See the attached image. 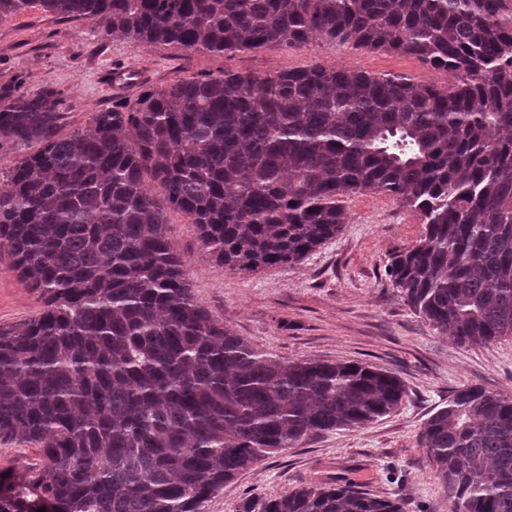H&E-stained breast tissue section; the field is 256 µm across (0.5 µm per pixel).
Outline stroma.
Masks as SVG:
<instances>
[{"instance_id":"1","label":"stroma","mask_w":512,"mask_h":512,"mask_svg":"<svg viewBox=\"0 0 512 512\" xmlns=\"http://www.w3.org/2000/svg\"><path fill=\"white\" fill-rule=\"evenodd\" d=\"M316 64L438 85L448 80L445 72L408 56L323 44L215 55L118 41L85 20L59 18L38 5L0 20V90L62 92L65 135L88 128L93 112L111 106L114 93L104 74L116 65L136 73L122 92L132 100L147 87L181 77L226 71L263 76ZM344 206L346 222L335 238L298 263L246 274L218 265L189 218L167 212L168 236L186 263L196 303L237 336L285 362H363L394 373L407 391L393 414L270 455L225 484L204 512H239L249 494L277 496L334 478L380 497L399 495L404 512H452L419 442L424 422L464 385L512 394V337L458 345L414 315L393 288L386 266L393 253L420 237L419 217L379 192L347 196ZM42 305L20 280L8 250L0 248V328L21 326Z\"/></svg>"}]
</instances>
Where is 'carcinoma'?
<instances>
[{"label": "carcinoma", "mask_w": 512, "mask_h": 512, "mask_svg": "<svg viewBox=\"0 0 512 512\" xmlns=\"http://www.w3.org/2000/svg\"><path fill=\"white\" fill-rule=\"evenodd\" d=\"M114 39L216 54L269 45L411 56L446 85L321 64L149 87L60 134L54 90L0 96V147L33 148L0 189V247L43 298L0 329V512H203L270 455L400 409L393 373L272 359L193 300L166 211L245 273L336 237L342 197L397 199L424 231L387 272L460 345L512 337V0H0ZM158 183L160 194L149 188ZM452 512H512V397L456 389L419 435ZM241 512H404L337 480ZM41 464L42 460L38 448L17 440H0V468H38Z\"/></svg>", "instance_id": "carcinoma-1"}]
</instances>
